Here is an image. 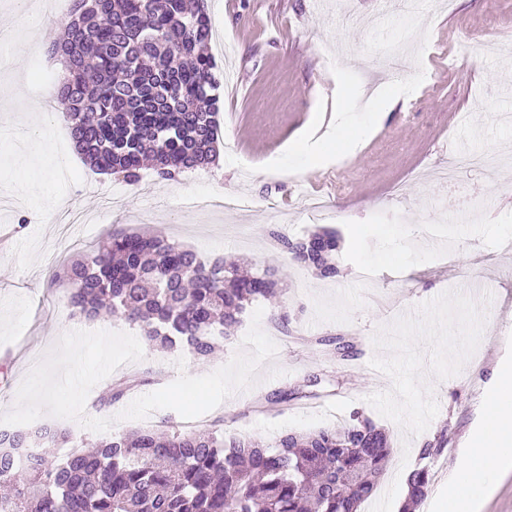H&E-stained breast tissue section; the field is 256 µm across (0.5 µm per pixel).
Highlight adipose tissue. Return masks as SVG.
<instances>
[{"label": "adipose tissue", "instance_id": "1", "mask_svg": "<svg viewBox=\"0 0 512 512\" xmlns=\"http://www.w3.org/2000/svg\"><path fill=\"white\" fill-rule=\"evenodd\" d=\"M483 430L468 442L466 456L448 487V512H478L481 498L512 471V365L495 368Z\"/></svg>", "mask_w": 512, "mask_h": 512}]
</instances>
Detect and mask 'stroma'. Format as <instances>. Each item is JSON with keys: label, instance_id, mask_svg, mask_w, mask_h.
Returning a JSON list of instances; mask_svg holds the SVG:
<instances>
[{"label": "stroma", "instance_id": "stroma-1", "mask_svg": "<svg viewBox=\"0 0 512 512\" xmlns=\"http://www.w3.org/2000/svg\"><path fill=\"white\" fill-rule=\"evenodd\" d=\"M216 62L220 163L162 181L144 172L134 185L95 173L69 147L62 119H40L46 138L32 147L30 124L0 122V225L13 237L0 242V414L16 405L31 369L77 330L60 289L49 276L79 260L108 232H159L210 259L226 256L252 269L279 268L286 285L264 303L261 330L278 346L257 372L258 382L192 420L161 409L142 420L119 414L135 398L161 389L180 374L178 350L144 344L142 360L121 365L94 386L86 416L110 418L112 433L137 428H202L221 423L225 433L274 442L281 434L346 424L359 411L389 430L393 451L380 480L386 493L404 452H417L426 434L446 430L448 452L430 463L438 476L417 512H443L448 472L482 414L491 371L512 360V256L499 249L512 238V0H207ZM28 33L17 29L0 45V94L32 95L35 82L52 86L56 66L41 68L28 53ZM403 42L395 82L411 91L391 111L365 104L359 89L389 86L384 58ZM232 55H225V46ZM233 73L236 88L224 85ZM369 133L350 155L324 148L318 170L291 152L299 140L316 141L337 113ZM498 152L490 172L461 171L456 187L438 179L455 158ZM253 198L250 210L201 206L206 197ZM440 227V248L424 227ZM318 228L342 238L341 273L323 280L290 262L270 231L298 238ZM370 267L364 279L357 271ZM485 313L477 347L481 362L444 380H433L439 413L427 433L405 437L379 416L368 395L391 389V378L370 367L372 338L420 303L450 289L473 294ZM287 321H278V314ZM350 333L357 355L341 361L320 338ZM147 381L106 405L117 380ZM302 390L300 398L265 411L259 396Z\"/></svg>", "mask_w": 512, "mask_h": 512}]
</instances>
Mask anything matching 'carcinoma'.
<instances>
[{
	"label": "carcinoma",
	"mask_w": 512,
	"mask_h": 512,
	"mask_svg": "<svg viewBox=\"0 0 512 512\" xmlns=\"http://www.w3.org/2000/svg\"><path fill=\"white\" fill-rule=\"evenodd\" d=\"M206 0H75L51 53L65 73L52 91L74 149L101 174L133 184L142 164L158 179L216 160L219 83L206 52ZM271 238L322 279L339 274L333 231ZM74 312L119 317L148 342L198 359L231 337L254 301L278 294L279 270L251 276L223 257L205 260L159 234L115 232L93 253L56 268ZM339 360L350 336L322 337ZM72 440L64 427L0 432V512H360L392 452L389 432L356 411L342 427L287 434L268 444L213 429H135L53 462ZM446 430L424 442L403 512L427 496L426 461L447 451Z\"/></svg>",
	"instance_id": "1"
}]
</instances>
